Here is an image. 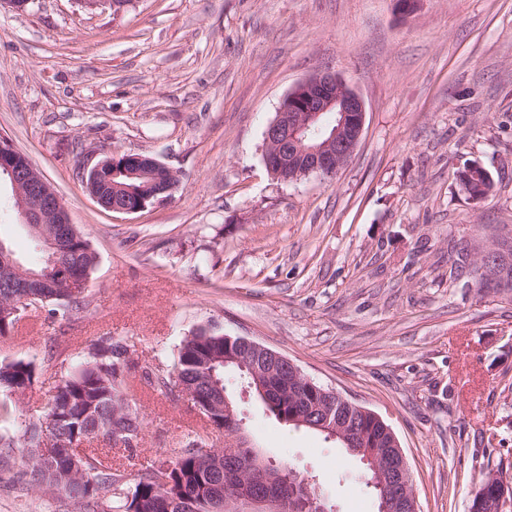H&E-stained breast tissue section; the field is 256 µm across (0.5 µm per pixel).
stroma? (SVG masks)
Returning <instances> with one entry per match:
<instances>
[{"mask_svg":"<svg viewBox=\"0 0 512 512\" xmlns=\"http://www.w3.org/2000/svg\"><path fill=\"white\" fill-rule=\"evenodd\" d=\"M365 106L361 140L335 175L283 183L263 162L283 96L318 70ZM0 138L26 155L97 255L88 305L31 307L0 363L41 367L0 433L42 413L65 363L109 336L129 346L139 442L112 452L134 482L189 439L223 446L188 397L145 384L200 328L245 336L378 414L406 457L420 512H467L484 474L512 482V298L452 280L451 244L512 236V0H0ZM176 170L171 200L104 210L80 179L114 151ZM478 161L481 202L456 174ZM0 239L32 237L9 187ZM249 446L314 475L337 512H378L362 466L324 434L280 422L234 386ZM0 448V512H72L31 489Z\"/></svg>","mask_w":512,"mask_h":512,"instance_id":"1","label":"stroma"}]
</instances>
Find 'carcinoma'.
I'll list each match as a JSON object with an SVG mask.
<instances>
[{
  "mask_svg": "<svg viewBox=\"0 0 512 512\" xmlns=\"http://www.w3.org/2000/svg\"><path fill=\"white\" fill-rule=\"evenodd\" d=\"M59 230L69 242L59 265L89 278L97 256L88 239L74 228ZM21 266L53 284L42 301L52 305L50 314L65 315L74 305L88 304V288L69 287L40 241H35V258ZM127 354L126 346L110 337L93 344L67 369L44 413L11 434H0V446L21 449L32 488L44 495L65 496L77 512H211L216 493L232 491L241 483L242 458L251 449L232 443L214 448L199 437L170 462L167 484L157 481L165 465L158 461L141 470L132 488L107 461L114 447H136L140 433V414L131 404L123 370ZM223 357L224 335L200 329L181 343L172 373L148 372L145 379L161 390L177 388L188 394L207 416L214 393L204 379L205 367ZM38 380L39 372L30 362L0 364V389L19 399ZM301 408L303 398L290 391L268 411L288 421ZM49 417L55 424L46 432L42 420ZM249 483L258 496H285L289 491L288 484L270 483L260 474L251 475Z\"/></svg>",
  "mask_w": 512,
  "mask_h": 512,
  "instance_id": "carcinoma-1",
  "label": "carcinoma"
}]
</instances>
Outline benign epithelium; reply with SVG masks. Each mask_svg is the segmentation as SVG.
<instances>
[{"instance_id":"obj_1","label":"benign epithelium","mask_w":512,"mask_h":512,"mask_svg":"<svg viewBox=\"0 0 512 512\" xmlns=\"http://www.w3.org/2000/svg\"><path fill=\"white\" fill-rule=\"evenodd\" d=\"M81 8L96 10L109 7L115 12L126 6V0H76ZM334 113V127L323 139L317 136L320 117ZM365 124V107L362 99L345 79L331 71H319L285 94L274 120L264 132L265 151L263 160L270 173L287 175L297 181L313 173L333 175L351 158L358 146ZM119 153L90 163L83 172L98 174L96 191L92 198L104 209L117 214H135L146 208L143 200H129L112 195V178L117 176L111 165ZM165 165L138 153H125L122 173L130 179L143 181V186H160L161 169ZM12 190L15 209L21 223L43 244L56 261L64 248L63 240L44 232V224L70 223L68 211L62 199L49 186L31 163L16 152L5 140L0 141V184ZM475 264L485 271L489 263L498 257L492 244L473 249ZM224 344L233 353L224 357V363L233 362L244 371L245 392L268 401L262 378H268L279 369L291 370L293 381L326 395L342 404L347 400L336 391L317 386L301 369L282 354L245 336H226ZM216 392L215 406L232 412L229 398L221 387L217 370L208 372ZM316 428L330 433L345 443H356L361 438L349 423L332 413L320 415ZM387 436V453L383 458L366 456L375 473L374 483L380 490L381 512H394L401 503L404 512H419L415 492L410 487L409 467L393 430L382 426ZM291 491L286 499H270L252 495L246 488L224 497L219 504L220 512H329L328 502L318 493L313 480L295 475L288 478ZM512 504V486L504 480H493L484 485L476 495L471 512H504Z\"/></svg>"}]
</instances>
